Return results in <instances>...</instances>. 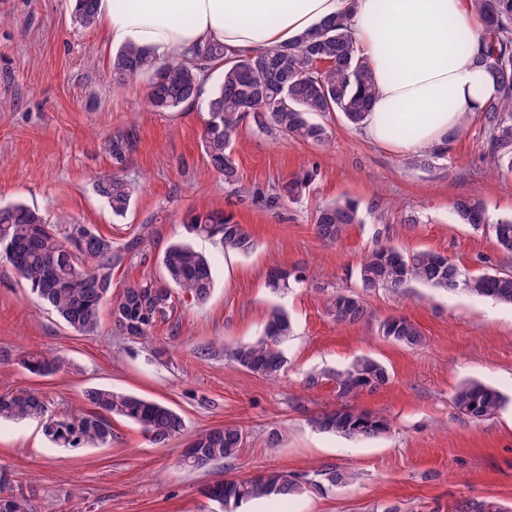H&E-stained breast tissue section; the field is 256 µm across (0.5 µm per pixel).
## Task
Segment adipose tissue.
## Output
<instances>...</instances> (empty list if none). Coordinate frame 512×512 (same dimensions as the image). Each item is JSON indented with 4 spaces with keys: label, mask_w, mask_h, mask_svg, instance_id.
Listing matches in <instances>:
<instances>
[{
    "label": "adipose tissue",
    "mask_w": 512,
    "mask_h": 512,
    "mask_svg": "<svg viewBox=\"0 0 512 512\" xmlns=\"http://www.w3.org/2000/svg\"><path fill=\"white\" fill-rule=\"evenodd\" d=\"M352 9L360 55L376 86L364 135L397 153L448 141L464 113L498 95L493 74L475 65L477 21L465 0H98L115 47L182 56L207 41L255 52L287 43Z\"/></svg>",
    "instance_id": "obj_1"
}]
</instances>
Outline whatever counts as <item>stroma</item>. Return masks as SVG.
I'll use <instances>...</instances> for the list:
<instances>
[{
  "label": "stroma",
  "instance_id": "stroma-1",
  "mask_svg": "<svg viewBox=\"0 0 512 512\" xmlns=\"http://www.w3.org/2000/svg\"><path fill=\"white\" fill-rule=\"evenodd\" d=\"M70 0H0V203L21 202L50 222L70 218L112 241V291L148 273L184 238L182 217L221 210L244 224L256 242L246 256L224 254L208 240L193 247L212 265L215 287L203 304L179 297L174 311L149 338L116 332L110 317L80 335L67 328L25 288L0 256V394L19 388L43 393L52 409L76 412L84 393L105 386L164 402L185 418L188 431L235 425L244 443L232 460L195 471L183 466L185 438L152 445L138 426L113 418L112 442L101 448L52 447L37 424L0 425V470L12 487L30 491L53 512H221L205 498L204 484L247 478L268 470L312 475L323 465L351 471L345 487L307 489L295 497L245 503L235 512H457L465 503L492 500L512 512V306L457 289L413 284L403 295H365L369 321L336 323L328 294L356 287L364 255L377 242L405 251L448 256L472 275L512 271L490 229L459 223L462 197L481 200L489 220L512 214V173L486 163L482 113L447 155L428 162L375 145L339 113L327 116L329 141L321 146L260 131L244 122L232 147L240 172L236 189L208 164L201 148L207 101L176 112H151L147 79L112 75L113 49L102 25L82 28ZM134 132L135 150L116 167L114 136ZM140 183L126 217H113L96 183L115 170ZM314 171L298 202L273 203L277 185L293 173ZM348 198L360 221L333 242L319 239L313 213L319 204ZM148 231L142 254L124 245ZM274 267H300L304 282L282 295L265 286ZM283 307L294 332L284 343L288 363L275 382L248 373L229 347L260 336L271 307ZM404 316L425 343L409 349L384 340L379 323ZM62 360L47 377L21 366L29 353ZM361 356L390 373L383 388L360 393L355 406L384 417L387 433L351 441L313 430L310 415L335 407L333 371ZM318 386L304 385L308 373ZM466 379L497 389L504 408L490 420L458 415L451 397ZM280 442L268 443L271 433Z\"/></svg>",
  "mask_w": 512,
  "mask_h": 512
}]
</instances>
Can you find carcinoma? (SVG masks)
<instances>
[{
  "label": "carcinoma",
  "mask_w": 512,
  "mask_h": 512,
  "mask_svg": "<svg viewBox=\"0 0 512 512\" xmlns=\"http://www.w3.org/2000/svg\"><path fill=\"white\" fill-rule=\"evenodd\" d=\"M469 4L481 25L476 62L493 73L501 90L500 96L483 109L490 170L512 172V0H469ZM350 17L348 9L283 45L234 56L227 55L218 42L200 45L191 57L181 60H161L147 48L127 46L112 54V73L120 81L148 77L151 110L173 112L196 101L203 89V74L214 65H222V79L208 100L202 149L224 184L232 187L240 177L231 146L248 117L259 129L276 130L314 145L329 139V129L317 120L326 113L339 112L352 127L361 128L376 89L370 65L354 45ZM72 18L84 28L93 27L98 21L97 0H76ZM134 146L129 133L115 137L112 158L123 163ZM311 180L309 171L292 175L278 186L276 199H298ZM97 192L112 215L123 218L138 186L115 172L99 180ZM453 209L462 224L478 229L487 223L485 207L478 200L458 199ZM356 223L357 206L347 199L315 210V233L326 241L336 240ZM185 224L189 235L207 238L227 253L248 255L256 247L247 228L222 211L192 213ZM75 228V224H52L23 203L0 204V250L31 294L74 331L94 332L108 306L118 332L132 338L146 337L172 311L177 294L198 304L210 298L214 288L211 263L187 241L165 249L160 258L161 277L145 276L128 282L117 297H112L110 270L118 259L112 241L86 224L82 225L86 237L77 238ZM491 230L499 247L512 253V217L498 220ZM300 281L296 271L274 268L267 274L265 286L272 293H280ZM357 281L360 293H338L329 303L330 315L339 324L368 320L369 311L360 294L377 288L399 294L413 282L446 291L462 288L471 295L512 305V272L467 277L447 256L433 251L405 253L379 243L360 263ZM291 332L288 313L275 306L269 311L262 335L230 349L229 356L249 373L276 380L286 363L281 345ZM380 333L387 341L409 348L424 341L419 326L402 316L383 321ZM23 365L39 376L59 369L58 361L44 353L29 354ZM388 382L383 364L367 357L356 360L336 372L337 396L344 404L310 416L309 423L322 433L353 440L372 439L387 432L386 419L346 400L365 390L376 391ZM85 398L88 410L57 415L41 392L27 388L9 391L0 394V422L37 421L49 441L60 448L112 443V415L139 426L157 446H165L186 432L183 416L163 402L107 387L92 388ZM452 401L457 412L472 421L490 419L506 404L498 391L479 381L460 385ZM242 445V431L235 425L202 430L190 437L183 461L190 469H205L237 457ZM316 474L337 487H345L353 479L351 472L330 465ZM304 489L301 476L270 470L216 482L206 486L203 495L230 512V506L295 495ZM1 495L8 500L7 512H36L34 500L10 488L8 475L3 472Z\"/></svg>",
  "instance_id": "cac0c4a2"
}]
</instances>
